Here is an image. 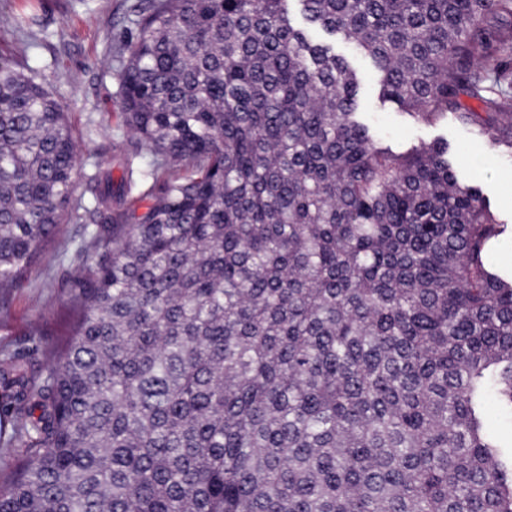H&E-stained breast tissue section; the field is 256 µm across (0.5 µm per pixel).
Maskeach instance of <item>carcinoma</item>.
Segmentation results:
<instances>
[{"label": "carcinoma", "instance_id": "carcinoma-1", "mask_svg": "<svg viewBox=\"0 0 512 512\" xmlns=\"http://www.w3.org/2000/svg\"><path fill=\"white\" fill-rule=\"evenodd\" d=\"M303 25L293 23L290 3ZM110 51L152 160L84 175L0 30V294L81 222L72 339L0 352V512H512L506 232L448 143L395 148L359 79L512 155V0H133ZM480 103L475 112L461 102ZM488 422L490 428L496 432L501 446L504 447L502 449L505 452H510L512 450V421L505 420L498 414L493 400L490 402Z\"/></svg>", "mask_w": 512, "mask_h": 512}]
</instances>
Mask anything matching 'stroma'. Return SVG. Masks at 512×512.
Returning <instances> with one entry per match:
<instances>
[{
    "label": "stroma",
    "mask_w": 512,
    "mask_h": 512,
    "mask_svg": "<svg viewBox=\"0 0 512 512\" xmlns=\"http://www.w3.org/2000/svg\"><path fill=\"white\" fill-rule=\"evenodd\" d=\"M129 0H14V14L41 16L42 43L31 64L67 112L74 128L81 166L98 162L120 180L114 146L137 152L135 139L122 124L117 83L107 68L112 46L135 34L128 18ZM335 50L355 69L363 93V119L391 145L447 140L458 160L480 157L468 165V181L480 187L500 219L512 225V157L494 153L485 140L446 115L432 124L413 121L396 105L381 102L377 76L354 46L336 39ZM83 227L65 224L54 243L45 247L20 287L0 296V351H22L33 345L31 332L41 328L50 344L63 347L71 338L68 305L70 251Z\"/></svg>",
    "instance_id": "1"
}]
</instances>
